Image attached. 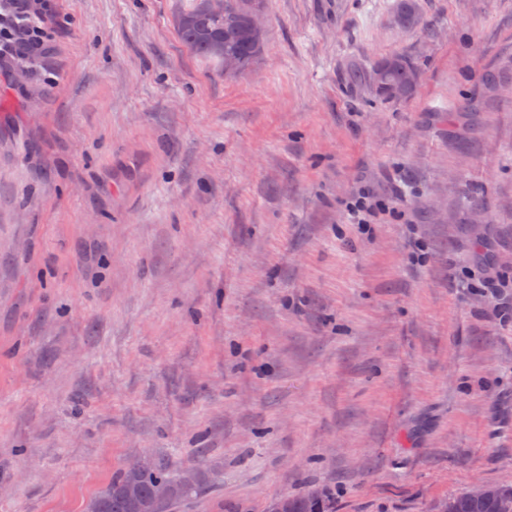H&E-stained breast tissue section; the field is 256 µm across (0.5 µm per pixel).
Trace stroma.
<instances>
[{"label": "stroma", "mask_w": 512, "mask_h": 512, "mask_svg": "<svg viewBox=\"0 0 512 512\" xmlns=\"http://www.w3.org/2000/svg\"><path fill=\"white\" fill-rule=\"evenodd\" d=\"M182 3L54 0L39 66L0 68V512H83L145 457L207 474L177 512L512 481V0L415 30L268 0L234 77ZM393 54L413 96L352 87ZM378 205L381 206L382 204L372 197L368 191L363 190L358 193L347 206L350 214L357 218V222L353 224H367V217H371V213Z\"/></svg>", "instance_id": "1"}]
</instances>
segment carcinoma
I'll return each mask as SVG.
<instances>
[{"label": "carcinoma", "mask_w": 512, "mask_h": 512, "mask_svg": "<svg viewBox=\"0 0 512 512\" xmlns=\"http://www.w3.org/2000/svg\"><path fill=\"white\" fill-rule=\"evenodd\" d=\"M248 9L245 0H224V14L211 11L210 0H191V5L178 17L177 30L182 44L195 56L224 64V57L238 56L250 66L260 48L261 32H246ZM407 15V28L423 25L418 0H396L395 15ZM378 63L364 69L352 65L350 80L364 84L382 100L387 96L377 91L373 75ZM420 73L401 55L391 56V63L382 72V82L403 90V97L413 94ZM193 484L186 485L181 476L174 475L168 465L147 457L118 472L112 482L91 498L85 512H171L177 504L197 493L205 482L201 471H194ZM492 497L485 501L472 500L463 491L448 496L436 505L437 512H445L453 505L455 512H497V497L511 495V486L491 488ZM270 512H335L333 497L325 494L306 497H279L270 505Z\"/></svg>", "instance_id": "1"}]
</instances>
